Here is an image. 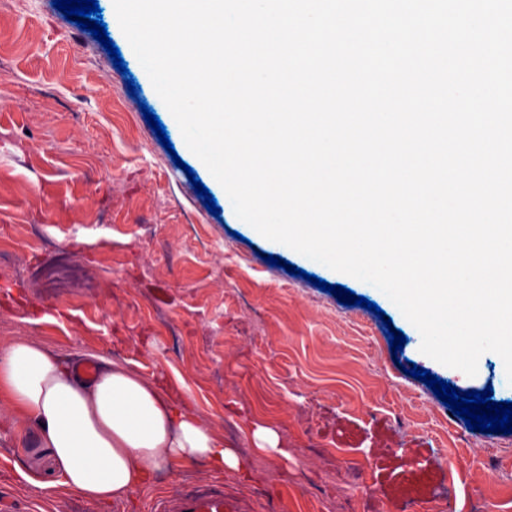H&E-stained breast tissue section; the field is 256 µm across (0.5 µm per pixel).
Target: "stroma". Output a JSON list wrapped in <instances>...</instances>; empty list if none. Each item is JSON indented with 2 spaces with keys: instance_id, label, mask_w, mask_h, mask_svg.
<instances>
[{
  "instance_id": "stroma-1",
  "label": "stroma",
  "mask_w": 512,
  "mask_h": 512,
  "mask_svg": "<svg viewBox=\"0 0 512 512\" xmlns=\"http://www.w3.org/2000/svg\"><path fill=\"white\" fill-rule=\"evenodd\" d=\"M117 69L89 31L53 0H0V339L28 336L77 359L101 354L142 372L180 376L183 394L247 473L188 466L129 499L91 504L52 488V461L32 430L0 428V504L10 512H148L152 499L219 486L241 512H379L446 501L478 512L491 497L512 512V434L471 431L402 364L453 386L456 369L420 351L418 331L375 287L256 235L187 147L144 68L131 57L113 0H98ZM173 144L166 151L141 111ZM200 179L220 209L207 210ZM75 255L111 296L27 288L50 258ZM275 255L300 275L270 265ZM317 276L375 302L340 304ZM391 326H384V319ZM406 343L392 355L389 328ZM275 431L288 457L256 455L249 435ZM363 461L337 468L338 449Z\"/></svg>"
}]
</instances>
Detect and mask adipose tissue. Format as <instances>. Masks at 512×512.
<instances>
[{
  "label": "adipose tissue",
  "mask_w": 512,
  "mask_h": 512,
  "mask_svg": "<svg viewBox=\"0 0 512 512\" xmlns=\"http://www.w3.org/2000/svg\"><path fill=\"white\" fill-rule=\"evenodd\" d=\"M0 420L30 426L52 457L55 487L93 504L128 499L194 462L219 473L246 467L178 383L106 358L88 379L22 336L0 343Z\"/></svg>",
  "instance_id": "ef3b65f1"
}]
</instances>
